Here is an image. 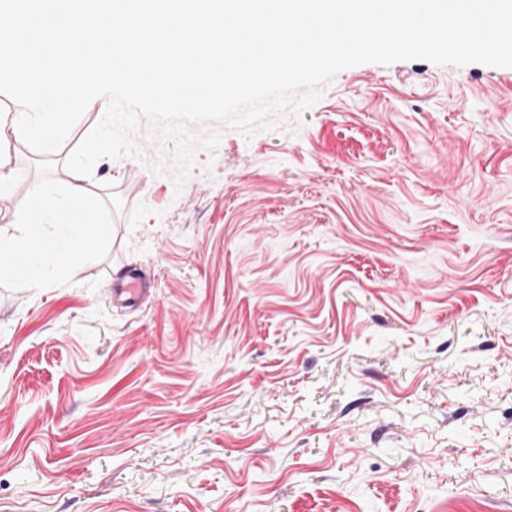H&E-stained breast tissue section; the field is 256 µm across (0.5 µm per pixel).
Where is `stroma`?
Segmentation results:
<instances>
[{
    "label": "stroma",
    "instance_id": "stroma-1",
    "mask_svg": "<svg viewBox=\"0 0 512 512\" xmlns=\"http://www.w3.org/2000/svg\"><path fill=\"white\" fill-rule=\"evenodd\" d=\"M320 93L179 187L142 121L107 257L0 287V512H512V67ZM0 152L9 233L42 157ZM146 290L136 271L122 269L112 276V299L125 307H137Z\"/></svg>",
    "mask_w": 512,
    "mask_h": 512
}]
</instances>
